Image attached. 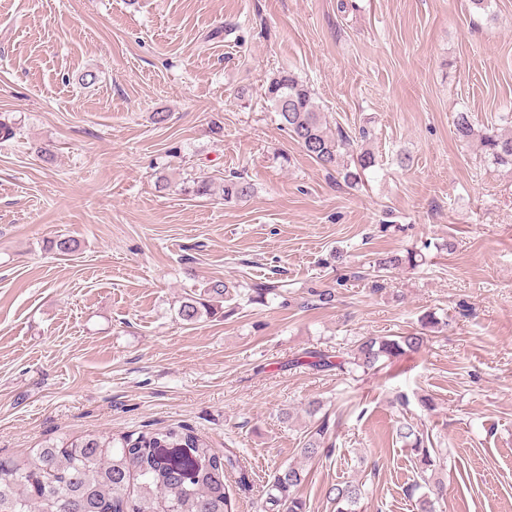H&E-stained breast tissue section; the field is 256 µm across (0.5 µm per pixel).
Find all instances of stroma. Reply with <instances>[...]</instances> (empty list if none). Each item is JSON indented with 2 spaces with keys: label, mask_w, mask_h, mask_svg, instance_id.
I'll return each instance as SVG.
<instances>
[{
  "label": "stroma",
  "mask_w": 512,
  "mask_h": 512,
  "mask_svg": "<svg viewBox=\"0 0 512 512\" xmlns=\"http://www.w3.org/2000/svg\"><path fill=\"white\" fill-rule=\"evenodd\" d=\"M280 70L374 152L358 186L281 130ZM459 112L507 126L512 0H0V456L182 423L251 472L237 512L297 463L308 512L346 481L359 512H417L410 422L440 460L435 512H512V170L458 141ZM233 172L253 191L228 203ZM409 250L422 265L373 287ZM213 278L234 314L182 324ZM420 329L365 372L296 363ZM314 399L335 434L304 460Z\"/></svg>",
  "instance_id": "35a3bbf8"
}]
</instances>
